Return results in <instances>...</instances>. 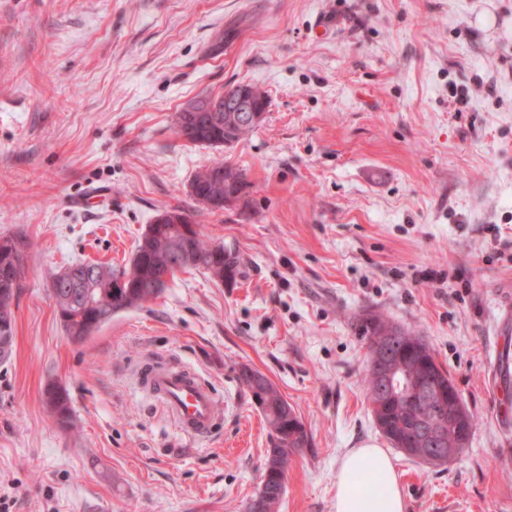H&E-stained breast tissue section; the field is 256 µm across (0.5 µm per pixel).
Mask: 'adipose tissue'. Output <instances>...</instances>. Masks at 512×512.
<instances>
[{"mask_svg":"<svg viewBox=\"0 0 512 512\" xmlns=\"http://www.w3.org/2000/svg\"><path fill=\"white\" fill-rule=\"evenodd\" d=\"M372 470L383 486L382 492H361L356 476ZM405 504L397 472L389 454L366 446L351 449L342 459L336 476L335 512H404Z\"/></svg>","mask_w":512,"mask_h":512,"instance_id":"adipose-tissue-1","label":"adipose tissue"}]
</instances>
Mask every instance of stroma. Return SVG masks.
<instances>
[{
    "label": "stroma",
    "mask_w": 512,
    "mask_h": 512,
    "mask_svg": "<svg viewBox=\"0 0 512 512\" xmlns=\"http://www.w3.org/2000/svg\"><path fill=\"white\" fill-rule=\"evenodd\" d=\"M242 83L269 94L252 132L227 147L178 134L187 101ZM221 161L243 171L244 202L207 210L189 183ZM175 206L239 252L242 275L176 274L71 341L53 276L129 266ZM4 237L26 257L0 364L7 512H246L269 433L244 366L310 437L278 512H335L340 462L367 444L387 449L405 512H512V378L495 368L512 356V0H0ZM370 312L418 330L473 414L448 464L377 429ZM148 356L211 386V436L185 437L139 389Z\"/></svg>",
    "instance_id": "35a3bbf8"
}]
</instances>
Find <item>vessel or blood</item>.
<instances>
[{"label":"vessel or blood","instance_id":"vessel-or-blood-1","mask_svg":"<svg viewBox=\"0 0 512 512\" xmlns=\"http://www.w3.org/2000/svg\"><path fill=\"white\" fill-rule=\"evenodd\" d=\"M140 388L154 398L185 436H209L219 418L208 384L182 366L151 360L137 371Z\"/></svg>","mask_w":512,"mask_h":512}]
</instances>
